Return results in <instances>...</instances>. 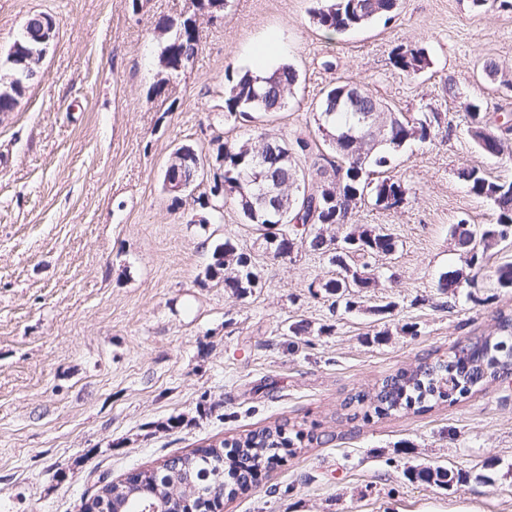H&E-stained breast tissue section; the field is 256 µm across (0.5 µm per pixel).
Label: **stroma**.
<instances>
[{
  "label": "stroma",
  "mask_w": 512,
  "mask_h": 512,
  "mask_svg": "<svg viewBox=\"0 0 512 512\" xmlns=\"http://www.w3.org/2000/svg\"><path fill=\"white\" fill-rule=\"evenodd\" d=\"M313 4L230 0L222 21L201 22L199 54L176 89L156 95L155 24L192 12L190 0H0L2 52L30 16L56 24L38 77L0 112V512H79L99 473L118 481L283 423L315 442L226 498L224 512H512V376L422 414L350 420L344 407L401 369L495 335L498 313L512 314V289L494 278L512 262V240L454 307L437 289L464 266L451 226L494 220L458 169L512 178V161L468 137L465 110L480 100L512 114V91L481 71L492 61L512 77V10L401 0L389 24L330 36L312 22ZM408 42L426 48L427 72L392 66V49ZM261 52L300 75L287 110L259 121L272 132L314 137L311 108L340 80L398 112L431 107L450 125L391 155L389 175L410 186L403 207L352 211L351 223L397 243L373 258L379 283L358 310L314 295L338 271L327 255L273 258L233 205L202 224L199 206L162 188L177 146L208 153L241 136L222 118L224 71L251 69ZM227 238L254 257L253 295L203 276ZM410 463L465 478L447 489L412 482Z\"/></svg>",
  "instance_id": "1"
}]
</instances>
